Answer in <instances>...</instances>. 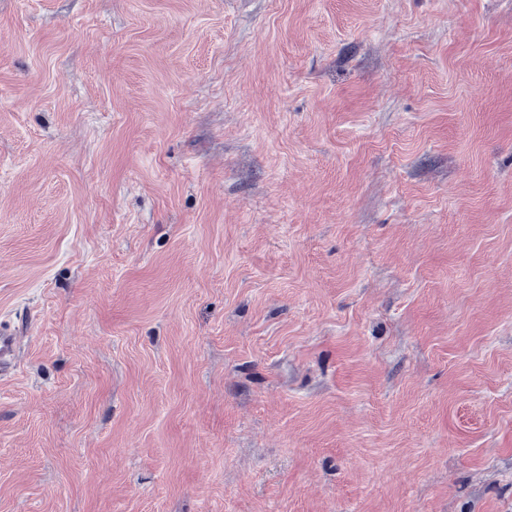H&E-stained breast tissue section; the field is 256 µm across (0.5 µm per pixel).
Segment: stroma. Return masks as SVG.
I'll use <instances>...</instances> for the list:
<instances>
[{"label":"stroma","mask_w":512,"mask_h":512,"mask_svg":"<svg viewBox=\"0 0 512 512\" xmlns=\"http://www.w3.org/2000/svg\"><path fill=\"white\" fill-rule=\"evenodd\" d=\"M0 512H512V0H0Z\"/></svg>","instance_id":"stroma-1"}]
</instances>
